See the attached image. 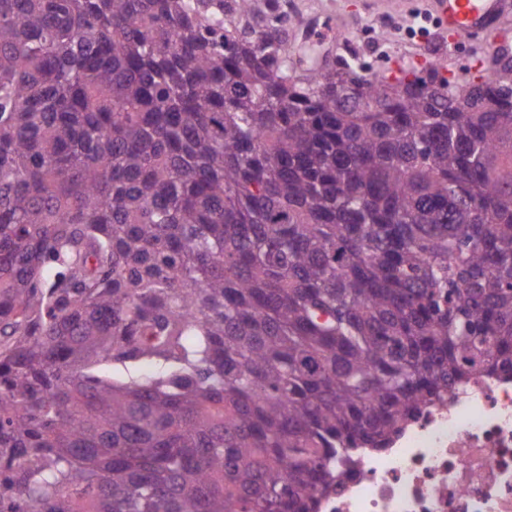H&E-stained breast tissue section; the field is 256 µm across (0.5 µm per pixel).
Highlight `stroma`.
I'll return each instance as SVG.
<instances>
[{
  "label": "stroma",
  "instance_id": "stroma-1",
  "mask_svg": "<svg viewBox=\"0 0 512 512\" xmlns=\"http://www.w3.org/2000/svg\"><path fill=\"white\" fill-rule=\"evenodd\" d=\"M368 0H288L291 22L290 49L304 45L303 32L325 40V53L353 56L374 69H399L416 57L438 61L447 72L467 77L468 67L484 49L475 38L463 37L454 48L443 45L437 34L411 38L400 29L416 15L426 13L427 0H386L371 8Z\"/></svg>",
  "mask_w": 512,
  "mask_h": 512
}]
</instances>
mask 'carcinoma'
Here are the masks:
<instances>
[{"mask_svg": "<svg viewBox=\"0 0 512 512\" xmlns=\"http://www.w3.org/2000/svg\"><path fill=\"white\" fill-rule=\"evenodd\" d=\"M287 0H0V512H315L512 377V58L302 67Z\"/></svg>", "mask_w": 512, "mask_h": 512, "instance_id": "carcinoma-1", "label": "carcinoma"}]
</instances>
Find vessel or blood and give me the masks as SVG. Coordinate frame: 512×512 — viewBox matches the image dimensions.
I'll use <instances>...</instances> for the list:
<instances>
[{"mask_svg": "<svg viewBox=\"0 0 512 512\" xmlns=\"http://www.w3.org/2000/svg\"><path fill=\"white\" fill-rule=\"evenodd\" d=\"M441 39L471 36L492 49L512 46V0H430Z\"/></svg>", "mask_w": 512, "mask_h": 512, "instance_id": "obj_1", "label": "vessel or blood"}]
</instances>
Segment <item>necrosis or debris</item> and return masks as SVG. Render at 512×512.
Listing matches in <instances>:
<instances>
[{
  "label": "necrosis or debris",
  "instance_id": "necrosis-or-debris-1",
  "mask_svg": "<svg viewBox=\"0 0 512 512\" xmlns=\"http://www.w3.org/2000/svg\"><path fill=\"white\" fill-rule=\"evenodd\" d=\"M316 510L512 512V379H476L389 448L363 452Z\"/></svg>",
  "mask_w": 512,
  "mask_h": 512
}]
</instances>
